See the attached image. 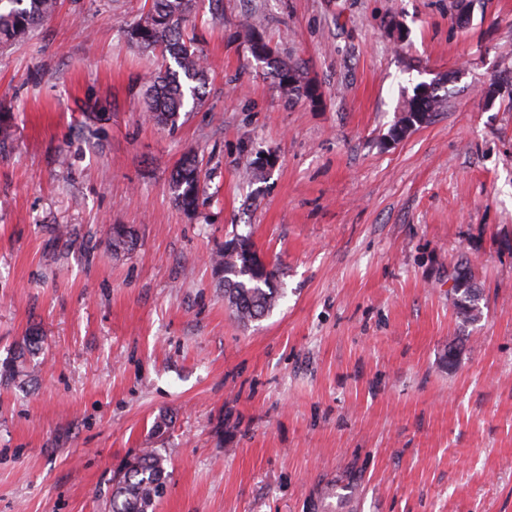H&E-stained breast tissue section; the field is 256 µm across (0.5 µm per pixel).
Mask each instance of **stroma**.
<instances>
[{"label": "stroma", "instance_id": "1", "mask_svg": "<svg viewBox=\"0 0 512 512\" xmlns=\"http://www.w3.org/2000/svg\"><path fill=\"white\" fill-rule=\"evenodd\" d=\"M198 0L211 81L168 130L145 0H62L0 47V512H107L112 477L165 459L157 512H512V0ZM320 99L286 101L241 37L253 8ZM440 112L389 131L414 88ZM205 178L187 213L169 177ZM274 164L252 184L258 153ZM136 245L113 255L112 225ZM250 236L281 296L241 324L211 256ZM468 262L482 316L459 326ZM169 425L155 433L158 418ZM200 175L201 163L193 150L183 154L172 171L170 189L174 201L187 212L197 207ZM44 337L38 328H30L17 344L15 357L0 368V380L22 382L31 376V359L40 354Z\"/></svg>", "mask_w": 512, "mask_h": 512}]
</instances>
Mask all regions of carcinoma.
Segmentation results:
<instances>
[{
  "label": "carcinoma",
  "mask_w": 512,
  "mask_h": 512,
  "mask_svg": "<svg viewBox=\"0 0 512 512\" xmlns=\"http://www.w3.org/2000/svg\"><path fill=\"white\" fill-rule=\"evenodd\" d=\"M58 0H0V45L12 44L27 37L50 19L57 11ZM196 16V0H151L140 20L124 30L127 44L144 54L161 53L162 65L148 81L143 101L144 111L157 126L174 129L181 113L189 105L197 106L206 94L210 73L202 52L193 46L186 25ZM242 35L250 53L263 52L260 63L269 67L281 94L289 99L311 96L314 85L307 80L299 63L280 56L276 46L266 38L259 17L247 20ZM444 83L436 82L430 96L419 109L434 114L445 101L441 94ZM201 163L195 151L183 154L171 174L170 189L174 201L183 210L192 212L198 204ZM121 232L111 234L109 245L118 254L132 250L133 234L120 226ZM239 251L222 249L213 259V268L224 287V299L236 318L244 323L254 322L267 313L278 301L274 287L276 272L268 264L253 266L247 256L257 255L247 236H237ZM460 279L451 291L460 294L456 314L463 325L480 318L479 291L464 286ZM44 337L36 327L30 328L17 344L13 360L0 368V380L22 382L31 376V359L40 354ZM166 488L164 458L154 449L141 451L127 460L112 485L109 512H156L159 499Z\"/></svg>",
  "instance_id": "cac0c4a2"
}]
</instances>
